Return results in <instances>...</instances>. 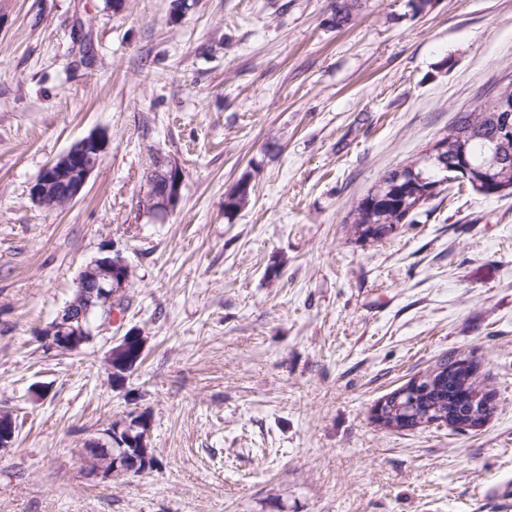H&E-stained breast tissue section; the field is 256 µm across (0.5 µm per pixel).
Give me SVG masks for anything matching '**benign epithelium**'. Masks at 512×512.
Returning <instances> with one entry per match:
<instances>
[{"mask_svg": "<svg viewBox=\"0 0 512 512\" xmlns=\"http://www.w3.org/2000/svg\"><path fill=\"white\" fill-rule=\"evenodd\" d=\"M103 151V140L89 135L60 155L48 166L31 187V196L40 206L52 210L75 200L96 168ZM182 168L174 161L152 156L147 175V190L142 200L156 214H168L179 203L183 186ZM131 266L120 253L96 259L81 272L73 299L43 330L39 336L45 348L58 352H74L91 335L89 317L95 309L104 311L108 324L118 301L126 294L130 284ZM399 400L384 399L374 407L378 424L401 411ZM86 474L100 481L118 476L117 465L94 466L84 463Z\"/></svg>", "mask_w": 512, "mask_h": 512, "instance_id": "7a95c632", "label": "benign epithelium"}]
</instances>
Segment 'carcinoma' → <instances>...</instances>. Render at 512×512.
I'll list each match as a JSON object with an SVG mask.
<instances>
[{
	"label": "carcinoma",
	"mask_w": 512,
	"mask_h": 512,
	"mask_svg": "<svg viewBox=\"0 0 512 512\" xmlns=\"http://www.w3.org/2000/svg\"><path fill=\"white\" fill-rule=\"evenodd\" d=\"M352 5L349 0H336L333 22L341 28L350 20ZM512 98V82L502 84L494 98L476 106L469 112H460L448 127V133L437 140L443 146L440 158L393 169L382 177L375 189L364 196L350 211L346 223L356 239L371 235V241H379L389 235L397 224L412 223L415 212L426 203L432 194L421 189L442 182L438 175L445 173L448 163L456 159L461 150H466L471 164L478 168L483 165L487 146L492 140H502V163L495 169L493 179L481 180L480 184L469 182L476 191L487 195H512V136L503 132L504 127L512 128V112H498L494 104L502 97ZM249 183L241 182V190L225 197L224 213L236 211L247 199ZM459 359L446 358L437 363L441 378L434 381L427 390L415 399L402 400L407 405L403 416L411 418L410 425L419 423L429 409L453 410L458 423L467 422L472 399L476 397L473 382L461 372ZM132 437L125 441V447L112 448V455L126 460L139 471L151 469L155 458L147 456L139 447V429L131 430Z\"/></svg>",
	"instance_id": "obj_1"
}]
</instances>
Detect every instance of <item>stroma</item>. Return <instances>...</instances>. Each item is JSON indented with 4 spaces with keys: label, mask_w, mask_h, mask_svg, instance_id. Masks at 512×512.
<instances>
[{
    "label": "stroma",
    "mask_w": 512,
    "mask_h": 512,
    "mask_svg": "<svg viewBox=\"0 0 512 512\" xmlns=\"http://www.w3.org/2000/svg\"><path fill=\"white\" fill-rule=\"evenodd\" d=\"M0 0V512H495L512 480V195L449 185L415 223L345 219L512 79V0ZM81 194L30 188L80 139ZM184 171L144 212L152 154ZM248 179L247 202L224 198ZM121 252L127 307L81 350L38 339L82 270ZM143 360L118 384L127 332ZM444 357L474 360L476 431L377 425ZM154 468L88 478L82 448L129 412ZM103 151V140L87 136L60 155L31 187V196L40 206L52 210L75 200L96 168Z\"/></svg>",
    "instance_id": "stroma-1"
}]
</instances>
